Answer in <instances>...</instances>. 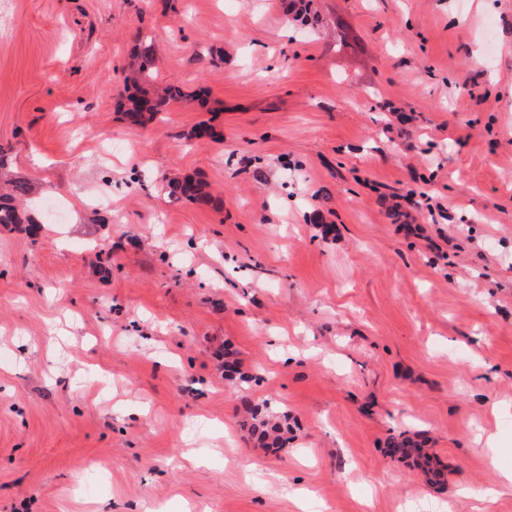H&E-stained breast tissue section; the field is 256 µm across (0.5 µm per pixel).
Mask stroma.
I'll list each match as a JSON object with an SVG mask.
<instances>
[{
	"instance_id": "1",
	"label": "stroma",
	"mask_w": 512,
	"mask_h": 512,
	"mask_svg": "<svg viewBox=\"0 0 512 512\" xmlns=\"http://www.w3.org/2000/svg\"><path fill=\"white\" fill-rule=\"evenodd\" d=\"M312 12L0 0V512H512V0ZM137 67L133 77H127L131 82L132 92L126 97V102L121 104L124 119L131 125L141 126L148 121L156 119L161 112H164L169 103L186 99L187 95L179 86H167L161 93H154L144 88L139 79L149 76V73L156 68V58L152 45L142 41L136 45ZM168 194L176 200L185 199L192 203L207 205L212 197L206 186L200 181L191 178L172 180L167 185ZM9 187L8 193L0 194V225L9 226L11 224H36L31 218H22L15 200L28 195L30 191L29 184L25 181L14 180L7 183ZM246 412L250 414L252 421L251 428L258 437L268 444H277L281 439L283 428L279 422L272 423L264 417L262 407L259 405H251L250 402L245 406Z\"/></svg>"
}]
</instances>
